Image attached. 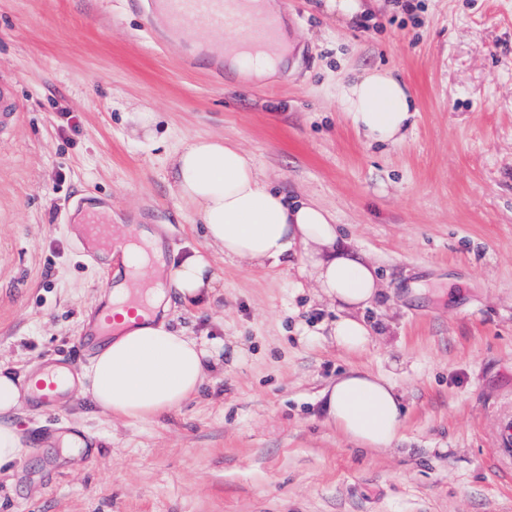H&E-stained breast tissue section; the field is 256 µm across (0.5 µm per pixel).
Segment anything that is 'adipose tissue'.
<instances>
[{
	"instance_id": "ef3b65f1",
	"label": "adipose tissue",
	"mask_w": 512,
	"mask_h": 512,
	"mask_svg": "<svg viewBox=\"0 0 512 512\" xmlns=\"http://www.w3.org/2000/svg\"><path fill=\"white\" fill-rule=\"evenodd\" d=\"M338 103L368 142L385 145L405 138L416 110L406 84L392 70L378 68L341 84ZM167 161L175 195L198 213L207 244L219 246L226 260L257 267L299 261L336 307L331 334L337 346L350 352L367 348L371 331L363 313L380 296L379 279L356 244L340 235L332 212L273 187L254 158L227 139L185 140ZM146 274L159 286V302L168 287L183 299L201 301L218 284L210 257L196 249L170 264L156 263ZM122 325L121 335L100 337L79 376L80 392L112 416L151 420L170 413L223 367V340L194 338L152 316L127 317ZM36 382L0 365V467L25 452L15 417ZM319 402L325 423L362 447L390 448L401 438L400 393L383 376L350 369L329 383Z\"/></svg>"
}]
</instances>
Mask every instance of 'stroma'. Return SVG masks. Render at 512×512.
Here are the masks:
<instances>
[{"label":"stroma","mask_w":512,"mask_h":512,"mask_svg":"<svg viewBox=\"0 0 512 512\" xmlns=\"http://www.w3.org/2000/svg\"><path fill=\"white\" fill-rule=\"evenodd\" d=\"M290 58L270 79L157 51L127 0H0V80L19 103L0 131V364L82 369L103 262L65 215L111 201L117 228L166 259L207 253L209 300L173 298L174 327L224 341V369L174 412L136 421L75 398L16 421L25 454L0 470V512H512V0H291ZM397 70L418 112L404 142L370 145L338 107L366 69ZM166 138L145 145L138 113ZM223 137L269 181L336 216L385 288L368 348L330 334L336 311L297 268L225 260L171 191L167 155ZM393 380L397 446L367 450L325 425L318 395L350 368ZM82 431V467L49 442Z\"/></svg>","instance_id":"1"}]
</instances>
